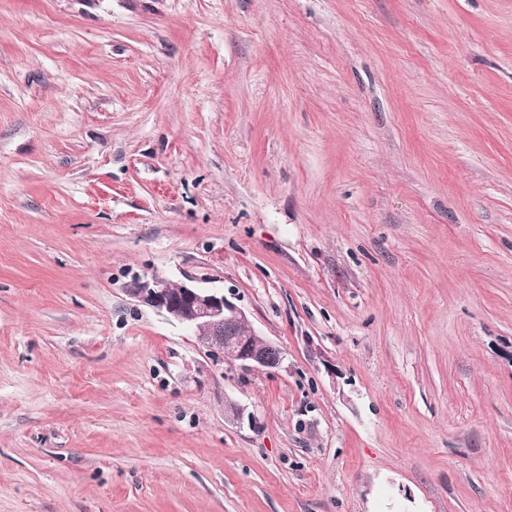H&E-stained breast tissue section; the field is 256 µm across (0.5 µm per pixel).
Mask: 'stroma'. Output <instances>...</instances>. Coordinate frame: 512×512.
<instances>
[{
  "label": "stroma",
  "mask_w": 512,
  "mask_h": 512,
  "mask_svg": "<svg viewBox=\"0 0 512 512\" xmlns=\"http://www.w3.org/2000/svg\"><path fill=\"white\" fill-rule=\"evenodd\" d=\"M0 512H512V0H0ZM158 275L139 277L127 294L134 302L165 315L192 331L205 354L217 361L237 362L245 368L275 371L284 367L285 351L250 328L244 312L224 291Z\"/></svg>",
  "instance_id": "stroma-1"
}]
</instances>
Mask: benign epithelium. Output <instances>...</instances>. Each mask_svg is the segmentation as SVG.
I'll return each instance as SVG.
<instances>
[{"instance_id": "benign-epithelium-1", "label": "benign epithelium", "mask_w": 512, "mask_h": 512, "mask_svg": "<svg viewBox=\"0 0 512 512\" xmlns=\"http://www.w3.org/2000/svg\"><path fill=\"white\" fill-rule=\"evenodd\" d=\"M127 294L137 304L192 331L205 354L214 360L267 371L285 365V351L250 328L244 312L222 291L202 288L192 279L175 283L150 275L134 280Z\"/></svg>"}]
</instances>
